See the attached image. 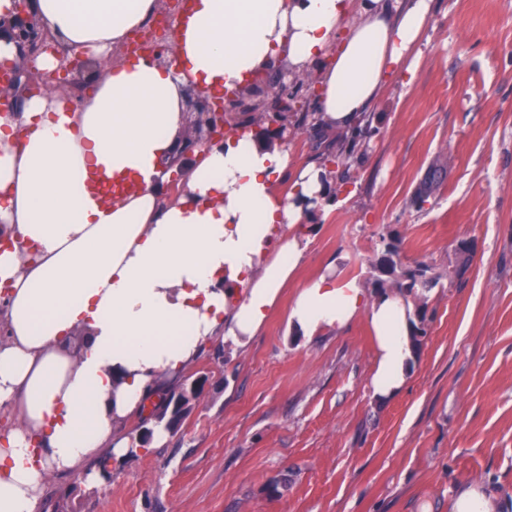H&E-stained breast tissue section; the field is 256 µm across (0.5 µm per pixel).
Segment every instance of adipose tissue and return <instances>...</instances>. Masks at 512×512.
<instances>
[{
	"instance_id": "1",
	"label": "adipose tissue",
	"mask_w": 512,
	"mask_h": 512,
	"mask_svg": "<svg viewBox=\"0 0 512 512\" xmlns=\"http://www.w3.org/2000/svg\"><path fill=\"white\" fill-rule=\"evenodd\" d=\"M433 0H189L174 52L107 67L78 103L33 95L0 110V512H45L55 473L102 479L98 449L136 443L119 426L159 398L215 337L247 344L293 278L326 171L291 168L286 146L252 131L202 149L185 167L188 196L161 204L162 163L193 88L242 85L270 63L312 75L320 125L353 127L391 76L412 71ZM70 54L102 59L157 0H33ZM288 196L275 185L285 172ZM371 324L375 397L400 392L415 358L414 305L396 291L365 297L328 268L302 285L288 324L304 336L357 315ZM453 512H512L475 483Z\"/></svg>"
}]
</instances>
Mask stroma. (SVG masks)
I'll list each match as a JSON object with an SVG mask.
<instances>
[{"mask_svg": "<svg viewBox=\"0 0 512 512\" xmlns=\"http://www.w3.org/2000/svg\"><path fill=\"white\" fill-rule=\"evenodd\" d=\"M368 113L348 181L332 186L341 204L257 336L206 345L193 369L209 383L189 417L113 460L111 483L50 476L57 512H451L473 480L512 498V0H434L412 75L390 78ZM392 238L403 264L441 280L409 379L381 401L365 317L307 337L288 309L331 264L374 294L371 262ZM463 239L476 251L453 282Z\"/></svg>", "mask_w": 512, "mask_h": 512, "instance_id": "obj_1", "label": "stroma"}]
</instances>
